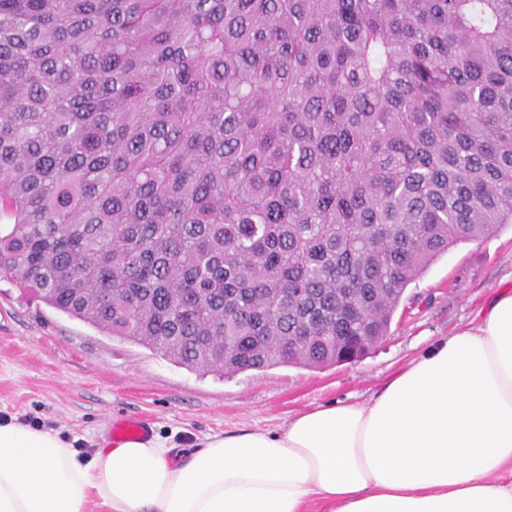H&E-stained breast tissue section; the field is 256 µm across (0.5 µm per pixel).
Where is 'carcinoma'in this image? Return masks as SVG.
<instances>
[{
  "instance_id": "carcinoma-1",
  "label": "carcinoma",
  "mask_w": 512,
  "mask_h": 512,
  "mask_svg": "<svg viewBox=\"0 0 512 512\" xmlns=\"http://www.w3.org/2000/svg\"><path fill=\"white\" fill-rule=\"evenodd\" d=\"M512 224V0H0V277L220 378L388 335Z\"/></svg>"
}]
</instances>
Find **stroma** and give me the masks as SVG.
<instances>
[{
	"label": "stroma",
	"mask_w": 512,
	"mask_h": 512,
	"mask_svg": "<svg viewBox=\"0 0 512 512\" xmlns=\"http://www.w3.org/2000/svg\"><path fill=\"white\" fill-rule=\"evenodd\" d=\"M512 291V224L451 248L411 284L388 336L361 360L220 378L176 365L53 309L0 277V419L50 430L91 456L109 419L144 415L180 448L275 429L317 406L364 400L440 337Z\"/></svg>",
	"instance_id": "stroma-1"
}]
</instances>
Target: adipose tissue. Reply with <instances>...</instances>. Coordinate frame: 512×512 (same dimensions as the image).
Listing matches in <instances>:
<instances>
[{"label":"adipose tissue","instance_id":"adipose-tissue-1","mask_svg":"<svg viewBox=\"0 0 512 512\" xmlns=\"http://www.w3.org/2000/svg\"><path fill=\"white\" fill-rule=\"evenodd\" d=\"M512 512V292L362 402L277 431L160 438L81 456L57 433L0 422V512Z\"/></svg>","mask_w":512,"mask_h":512}]
</instances>
